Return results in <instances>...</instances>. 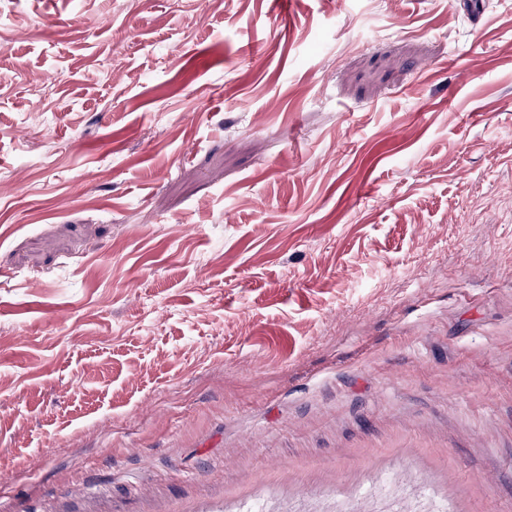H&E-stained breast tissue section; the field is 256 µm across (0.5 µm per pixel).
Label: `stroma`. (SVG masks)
<instances>
[{
    "label": "stroma",
    "instance_id": "obj_1",
    "mask_svg": "<svg viewBox=\"0 0 512 512\" xmlns=\"http://www.w3.org/2000/svg\"><path fill=\"white\" fill-rule=\"evenodd\" d=\"M512 512V0H0V512Z\"/></svg>",
    "mask_w": 512,
    "mask_h": 512
}]
</instances>
